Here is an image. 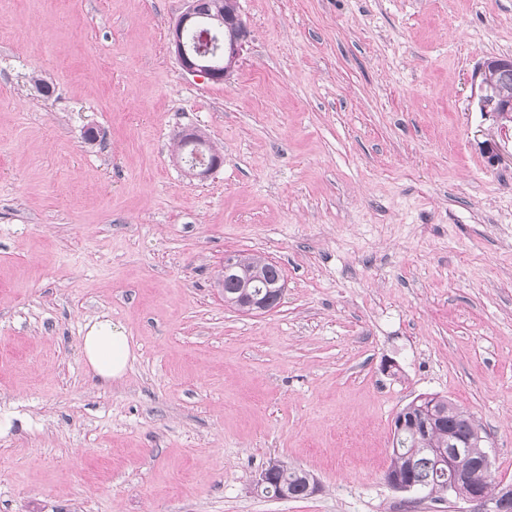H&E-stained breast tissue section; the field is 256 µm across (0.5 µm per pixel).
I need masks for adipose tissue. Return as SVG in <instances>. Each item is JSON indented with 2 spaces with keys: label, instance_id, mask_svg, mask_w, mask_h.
I'll list each match as a JSON object with an SVG mask.
<instances>
[{
  "label": "adipose tissue",
  "instance_id": "adipose-tissue-1",
  "mask_svg": "<svg viewBox=\"0 0 512 512\" xmlns=\"http://www.w3.org/2000/svg\"><path fill=\"white\" fill-rule=\"evenodd\" d=\"M82 354L98 380L108 382L122 377L131 356L124 328L108 318L96 320L82 338Z\"/></svg>",
  "mask_w": 512,
  "mask_h": 512
}]
</instances>
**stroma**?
<instances>
[{"label": "stroma", "mask_w": 512, "mask_h": 512, "mask_svg": "<svg viewBox=\"0 0 512 512\" xmlns=\"http://www.w3.org/2000/svg\"><path fill=\"white\" fill-rule=\"evenodd\" d=\"M238 4L214 83L169 50L186 0H0V512H468L385 482L421 394L512 484V124L473 96L512 0ZM243 252L283 272L268 313L224 302ZM101 316L133 351L108 384ZM273 460L319 492L261 495ZM82 336V354L99 381L121 378L131 356L128 336L112 319H97Z\"/></svg>", "instance_id": "35a3bbf8"}]
</instances>
